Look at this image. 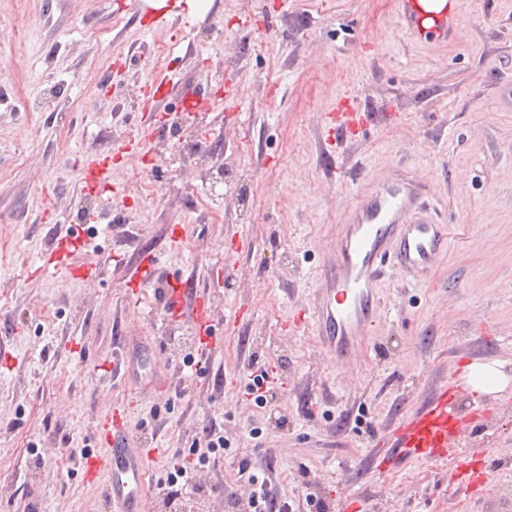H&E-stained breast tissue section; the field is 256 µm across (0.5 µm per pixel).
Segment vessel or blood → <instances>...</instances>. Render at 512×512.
Returning <instances> with one entry per match:
<instances>
[{"label": "vessel or blood", "mask_w": 512, "mask_h": 512, "mask_svg": "<svg viewBox=\"0 0 512 512\" xmlns=\"http://www.w3.org/2000/svg\"><path fill=\"white\" fill-rule=\"evenodd\" d=\"M405 16L413 34L434 41L447 39L455 19L453 12L426 9L418 0H408ZM427 194L425 186L406 173L378 184L349 209L345 231L322 264L311 300L318 341L337 364L356 357L364 332L377 321L379 287L386 272L424 278L447 251L448 227L432 217ZM112 370L142 374L143 387L150 392L169 387L161 354L145 338L122 350ZM453 404V396L443 392L415 411L392 438L390 462L446 458L448 438L461 427ZM105 429L103 453L86 459L85 473L91 478L105 474L107 512H146L149 457L135 448L120 415H112Z\"/></svg>", "instance_id": "obj_1"}]
</instances>
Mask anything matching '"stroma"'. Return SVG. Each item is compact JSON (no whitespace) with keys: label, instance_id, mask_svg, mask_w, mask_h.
I'll return each mask as SVG.
<instances>
[{"label":"stroma","instance_id":"35a3bbf8","mask_svg":"<svg viewBox=\"0 0 512 512\" xmlns=\"http://www.w3.org/2000/svg\"><path fill=\"white\" fill-rule=\"evenodd\" d=\"M456 2L448 40L425 42L401 0H213L204 18L187 0L161 15L129 0H0L5 512H102L103 484L83 466L118 401L130 429L153 436L147 512H247V488L237 508L224 497L243 458L281 498L311 493L329 512H450L458 500L496 512L493 489L512 482V391L479 396L461 374L471 361L512 369V108L499 100L512 85V0ZM189 91L203 108L180 123ZM346 112L367 119L339 139L324 117ZM147 125L159 133L146 142ZM106 156L110 184L87 192L84 166ZM400 169L429 184L448 249L425 281L387 272L381 321L341 367L305 305L348 207ZM150 255L157 280L128 294ZM175 277L189 306L209 307L215 345L189 319L161 318ZM136 336L160 345L172 375L151 398L108 377ZM191 353L206 356L193 379ZM255 358L286 430L245 394ZM447 386L465 422L447 459L386 468L391 432ZM212 423L231 452L200 471L199 494L162 508L174 454Z\"/></svg>","mask_w":512,"mask_h":512}]
</instances>
